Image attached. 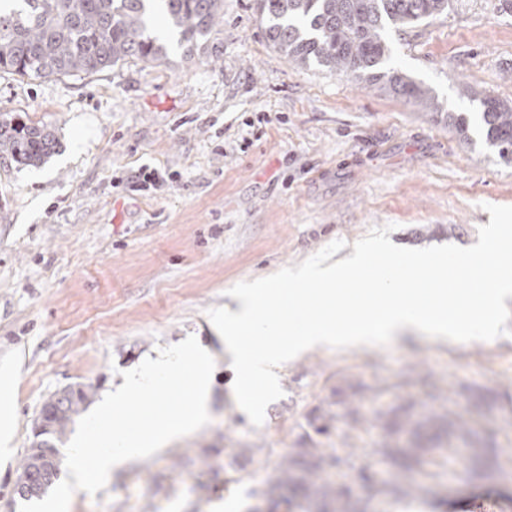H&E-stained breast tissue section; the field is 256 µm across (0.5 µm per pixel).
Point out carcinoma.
<instances>
[{"instance_id": "carcinoma-1", "label": "carcinoma", "mask_w": 512, "mask_h": 512, "mask_svg": "<svg viewBox=\"0 0 512 512\" xmlns=\"http://www.w3.org/2000/svg\"><path fill=\"white\" fill-rule=\"evenodd\" d=\"M449 0H255V11L271 45L300 67L314 64L349 78L380 84L425 111H441L433 91L407 75L385 69L389 56L386 30L419 23L448 10ZM224 12V0H0V72L34 79L110 70L127 60L163 62L172 45L186 57L206 47ZM461 96L478 104L486 141L505 162L512 161V105L465 85ZM448 121L463 142L469 141V120L448 113ZM55 130L25 119L17 112L0 113V159L16 167L37 166L55 153ZM351 399L343 415L331 405L306 418L302 448L285 457L264 480L262 497L276 500L285 512H354L352 483L369 496H408L424 489L416 480L429 449L392 444L395 424L389 413L377 415L386 431L372 449L379 462L392 469L391 479L376 481L364 468L353 482L336 483L330 476L349 458L335 448H323L342 417V443L369 423L363 412L367 396L350 386ZM92 393L77 386L62 400L48 399L41 416L47 429L31 443L21 474L33 473L38 462L50 469L45 486L58 474L57 443L72 416L90 403Z\"/></svg>"}]
</instances>
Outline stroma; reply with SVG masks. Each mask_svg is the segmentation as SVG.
<instances>
[{"label":"stroma","instance_id":"obj_1","mask_svg":"<svg viewBox=\"0 0 512 512\" xmlns=\"http://www.w3.org/2000/svg\"><path fill=\"white\" fill-rule=\"evenodd\" d=\"M496 0H451L447 12L386 32L388 67L432 88L426 112L382 88L299 67L267 41L254 0H224L206 54L128 61L93 74L0 73V112L55 129L38 168L0 163V369L11 366L13 439L0 462V512H19L22 459L40 410L80 384L102 399L122 371L187 336L217 349L211 420L76 492L69 512H250L267 471L300 446L315 407L343 413L349 384L375 388L366 415L448 412V461L428 492L368 500L363 512H512V336L452 345L410 340L314 350L278 376L284 395L253 426L209 308L235 284L299 264L334 240L338 259L372 228L398 246H471L485 204L512 205V163L448 122L469 112L466 82L512 104V14ZM158 169L164 184L131 191ZM486 450L472 460L471 442ZM252 459H238L240 449Z\"/></svg>","mask_w":512,"mask_h":512}]
</instances>
